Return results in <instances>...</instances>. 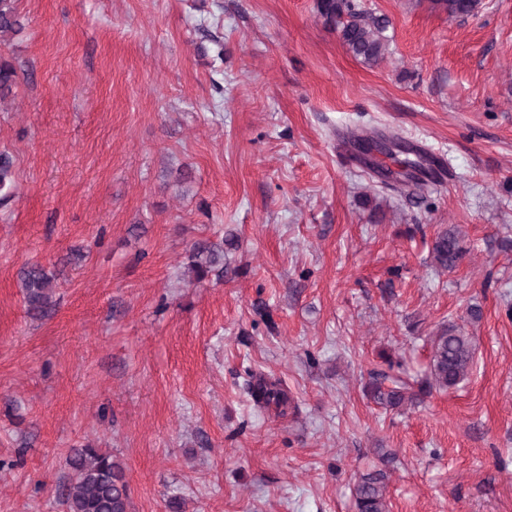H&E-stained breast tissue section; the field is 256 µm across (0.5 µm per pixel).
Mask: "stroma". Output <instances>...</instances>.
<instances>
[{
	"mask_svg": "<svg viewBox=\"0 0 512 512\" xmlns=\"http://www.w3.org/2000/svg\"><path fill=\"white\" fill-rule=\"evenodd\" d=\"M355 2L388 21L373 66L316 0H18L0 512H66L88 444L123 464L129 512H355L382 449L390 512H512V0L459 19ZM370 128L449 177L392 190L340 138ZM453 225L466 255L444 271ZM225 237L224 278L190 281V246ZM33 263L56 276L38 316ZM445 323L473 338L462 384L396 410L364 396L387 355L423 377ZM250 369L283 381L286 416L255 407ZM432 255L436 266L448 270L455 268L466 254L462 237L455 228L441 231L432 245ZM52 280L53 275L39 264L30 265L22 271L24 299L30 313L40 314L51 305Z\"/></svg>",
	"mask_w": 512,
	"mask_h": 512,
	"instance_id": "1",
	"label": "stroma"
}]
</instances>
